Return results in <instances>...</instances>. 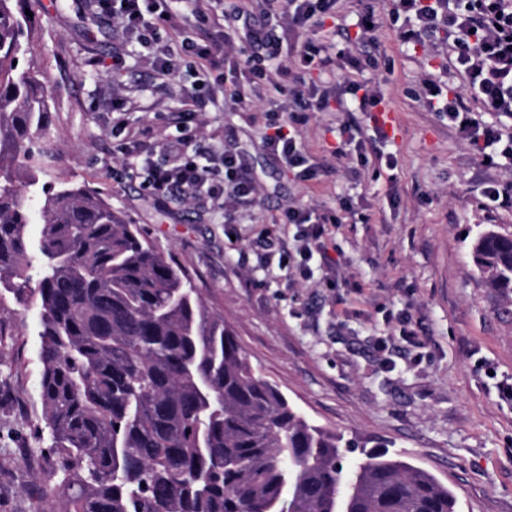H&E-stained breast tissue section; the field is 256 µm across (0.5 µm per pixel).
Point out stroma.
<instances>
[{"mask_svg":"<svg viewBox=\"0 0 512 512\" xmlns=\"http://www.w3.org/2000/svg\"><path fill=\"white\" fill-rule=\"evenodd\" d=\"M20 5L34 22L27 60L46 74L52 99L40 180L98 192L183 266L255 370L351 442L346 463L365 449L402 454L448 484L462 512H512V397L502 391L512 384V305L484 288L470 252L479 230L512 232V205L482 195L494 179L512 195V176L485 166L446 118L410 96L423 73L446 66L448 36L419 46L386 24L379 69L321 75L338 87H382L395 120L379 148L395 156L393 170L343 146L346 121L365 137L373 131L365 114L335 105L301 129L318 166L302 179L268 152L262 122L231 111L214 89L197 140L236 152L260 187L253 207L225 215L204 198L154 200L117 150L112 86L128 102L129 125H150L159 142L175 131L191 73L160 78L146 49L98 18L96 0ZM346 201L354 216L318 253L305 252L302 225L279 221L291 202L323 215ZM405 314L420 324L417 343L400 333ZM37 331L34 308L0 300V512H35L40 500L28 456L39 447Z\"/></svg>","mask_w":512,"mask_h":512,"instance_id":"obj_1","label":"stroma"}]
</instances>
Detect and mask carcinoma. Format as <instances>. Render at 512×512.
I'll list each match as a JSON object with an SVG mask.
<instances>
[{"label":"carcinoma","mask_w":512,"mask_h":512,"mask_svg":"<svg viewBox=\"0 0 512 512\" xmlns=\"http://www.w3.org/2000/svg\"><path fill=\"white\" fill-rule=\"evenodd\" d=\"M32 32L0 0V296L38 309L41 496L60 512H458L386 452L344 466L343 437L257 375L188 272L95 192L63 183L30 204L50 112L23 64ZM471 251L511 301L512 233L486 229Z\"/></svg>","instance_id":"obj_1"}]
</instances>
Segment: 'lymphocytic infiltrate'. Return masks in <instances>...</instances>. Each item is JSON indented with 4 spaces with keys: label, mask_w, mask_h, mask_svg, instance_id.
I'll use <instances>...</instances> for the list:
<instances>
[{
    "label": "lymphocytic infiltrate",
    "mask_w": 512,
    "mask_h": 512,
    "mask_svg": "<svg viewBox=\"0 0 512 512\" xmlns=\"http://www.w3.org/2000/svg\"><path fill=\"white\" fill-rule=\"evenodd\" d=\"M100 17L119 25L149 51L158 76L167 77L179 68L182 57H192L202 76H210L220 65L239 60L236 42L248 43L253 53L242 61L249 77L235 83L230 100L235 110L249 111L255 97L272 89L288 102L286 121L269 120L265 145L288 168L299 170L309 179L315 168L300 141L302 126L311 113L329 109L331 101L353 96L356 109L371 112L384 101L376 86L354 81L342 92L317 82L312 71L335 66L349 71L377 67L371 52L363 50L371 26L378 21L374 6H366L357 16L358 31L342 49H334L330 35L322 28L325 18L336 15L339 0H249L231 11L212 12V0H194L198 22L180 45L156 46L154 35L167 28L181 33V16L169 10V0H96ZM391 23L397 24L400 37L418 43L437 33L454 34L448 47V68L465 76L467 95L453 91L447 82L426 73L412 96L447 118L460 139L489 149L499 169L512 172V136L500 128L480 123L467 106V99L488 103L499 116L512 118V0H391ZM279 31H272L271 23ZM312 29L321 30L318 38L309 37ZM277 77H270V69ZM150 131H129L119 151L131 171L142 175L143 187L153 197L166 198L172 191L185 197L201 196L230 213L251 207L258 196V185L242 172L232 151L217 154L177 137L163 145L162 158L142 152L139 146Z\"/></svg>",
    "instance_id": "f902f5d3"
}]
</instances>
